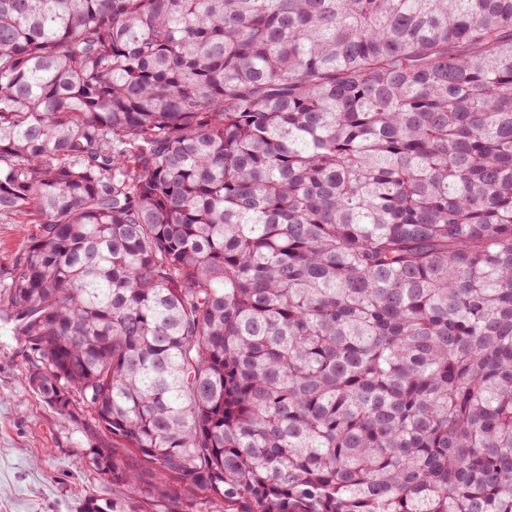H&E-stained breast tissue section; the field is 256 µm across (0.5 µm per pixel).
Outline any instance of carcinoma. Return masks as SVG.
Returning <instances> with one entry per match:
<instances>
[{
	"mask_svg": "<svg viewBox=\"0 0 512 512\" xmlns=\"http://www.w3.org/2000/svg\"><path fill=\"white\" fill-rule=\"evenodd\" d=\"M0 220L83 512H512V0H0ZM25 224L0 223V284L7 280V273L16 254L26 245L27 228Z\"/></svg>",
	"mask_w": 512,
	"mask_h": 512,
	"instance_id": "carcinoma-1",
	"label": "carcinoma"
}]
</instances>
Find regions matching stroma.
Masks as SVG:
<instances>
[{"label":"stroma","mask_w":512,"mask_h":512,"mask_svg":"<svg viewBox=\"0 0 512 512\" xmlns=\"http://www.w3.org/2000/svg\"><path fill=\"white\" fill-rule=\"evenodd\" d=\"M31 359L0 321V512H80L111 495L86 462L101 432L86 410L62 417L32 393Z\"/></svg>","instance_id":"35a3bbf8"}]
</instances>
